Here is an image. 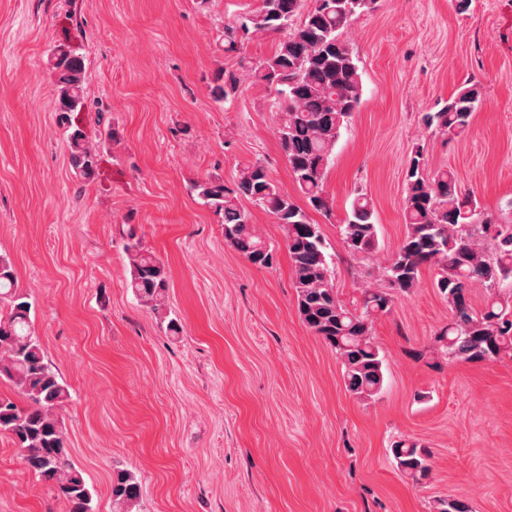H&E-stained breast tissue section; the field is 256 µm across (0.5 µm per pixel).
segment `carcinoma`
<instances>
[{
  "label": "carcinoma",
  "mask_w": 512,
  "mask_h": 512,
  "mask_svg": "<svg viewBox=\"0 0 512 512\" xmlns=\"http://www.w3.org/2000/svg\"><path fill=\"white\" fill-rule=\"evenodd\" d=\"M259 0L256 8L224 24L220 35L230 52L259 35L279 34L274 52L251 66L255 79L275 92V136L288 163L295 189L307 207L329 213L324 190L331 154L341 129L362 102L357 57L343 38L353 18L372 11L376 0ZM300 22H294L297 16ZM55 76V111L64 128L68 162L83 179L94 177L100 145L70 113L84 107L86 59L68 43L53 48L49 60ZM239 80L221 68L210 85L216 102L232 100ZM484 100L481 88L462 83L422 122L446 140L461 137ZM203 205L222 217L224 241L250 264L270 268L274 250L257 236L246 199L271 214L280 225L294 276L297 312L310 331L336 353L345 387L363 399L378 397L384 388V361L374 336V318L391 311L397 295L410 292L420 269H437L436 288L448 302L450 319L435 336L448 360L487 361L512 357V224L486 212L473 194L461 190L450 170L428 171L421 149L412 152L404 176L403 217L406 231L383 269L386 288L366 291L360 304L349 307L338 296L320 225L259 162L240 165L229 183L207 176L192 185ZM373 204L357 195L340 234L347 251L369 254L378 245ZM130 267L129 287L136 300L153 311L164 307L170 287L167 264L145 250L131 231L125 244ZM479 281L489 291L485 307L473 308L469 285ZM33 303L17 286L9 257L0 255V384L13 395L0 394V434H7L22 452L25 466L66 504L67 512H94V489L72 460L60 411L69 388L49 361L32 325ZM396 468L415 482L430 474V454L417 442H396L391 448ZM112 512H140L139 478L115 468L111 480ZM437 512H473L464 499L438 501Z\"/></svg>",
  "instance_id": "carcinoma-1"
}]
</instances>
